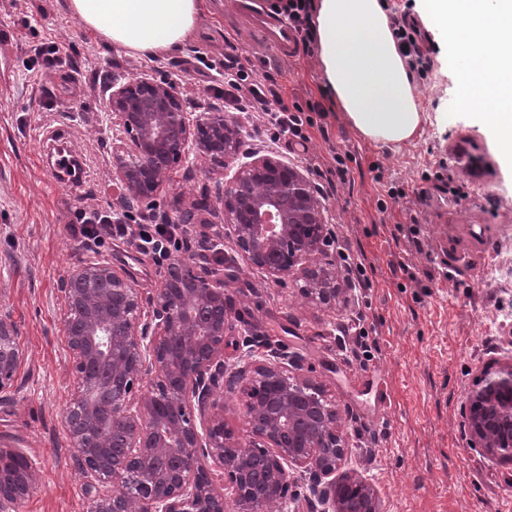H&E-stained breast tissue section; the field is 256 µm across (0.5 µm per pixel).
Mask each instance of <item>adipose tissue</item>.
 Returning <instances> with one entry per match:
<instances>
[{"label": "adipose tissue", "instance_id": "obj_1", "mask_svg": "<svg viewBox=\"0 0 512 512\" xmlns=\"http://www.w3.org/2000/svg\"><path fill=\"white\" fill-rule=\"evenodd\" d=\"M84 27L141 57L183 47L201 15V0H69ZM430 28L445 33L465 73L459 96L512 147V0H423ZM322 85L360 138L383 145L411 142L424 114L414 72L397 46L384 0H315Z\"/></svg>", "mask_w": 512, "mask_h": 512}]
</instances>
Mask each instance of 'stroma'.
I'll list each match as a JSON object with an SVG mask.
<instances>
[{
    "instance_id": "35a3bbf8",
    "label": "stroma",
    "mask_w": 512,
    "mask_h": 512,
    "mask_svg": "<svg viewBox=\"0 0 512 512\" xmlns=\"http://www.w3.org/2000/svg\"><path fill=\"white\" fill-rule=\"evenodd\" d=\"M225 0H203L187 45L152 62L107 44L83 27L68 0H0V304L10 311L26 352L19 390L0 400V444L19 449L37 469L33 493L17 512H90L87 479L79 470L61 414L75 379L67 362L59 288L87 252L68 222L76 206L111 205L114 83L166 78L201 55L223 68L237 52L258 74L282 81L289 96L318 102L323 89L316 54L297 50L284 60L242 48ZM431 69L417 79V102L429 120L398 148L358 138L332 111L324 134L306 145L269 144L248 124L252 148L297 165L321 186L334 226V256L365 253L371 288L355 304L323 308L299 292L294 278L274 283L231 245L222 255L235 277L227 290L231 317L314 371L336 402L352 446L351 468L372 479L382 512H512V466L470 447L460 426L466 395L481 370L512 355V156L494 131L459 99L458 67L447 42L422 29ZM53 41L58 59L46 66L36 46ZM68 147L86 177L58 182L44 152ZM476 152L479 170L462 169L461 153ZM348 155L346 175L332 173ZM331 186L322 187L321 171ZM430 180H423V173ZM223 178L205 159L177 165L155 195L159 217L191 213L198 224H220L215 199ZM392 187L406 196L379 211ZM414 223L400 232L396 223ZM130 270L138 288L154 292L162 269L128 239L99 252ZM363 331L369 357L355 355Z\"/></svg>"
}]
</instances>
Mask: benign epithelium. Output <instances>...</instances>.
<instances>
[{"instance_id":"obj_1","label":"benign epithelium","mask_w":512,"mask_h":512,"mask_svg":"<svg viewBox=\"0 0 512 512\" xmlns=\"http://www.w3.org/2000/svg\"><path fill=\"white\" fill-rule=\"evenodd\" d=\"M112 127L127 137L113 156L118 205L144 202L173 164L203 157L230 172L216 197L222 224H201L195 248L166 267L146 295L123 269L92 257L63 281L61 303L75 391L63 412L91 512H299L291 483L304 481L307 512H381L374 484L346 467L351 448L323 383L296 355L246 339L226 360L231 298L210 263L229 242L267 279L298 274L321 306L352 299L330 253V212L286 161L256 156L222 111L186 110L174 87L150 77L112 86ZM0 312V394L15 387L23 351ZM236 393L248 435L224 422ZM473 448L512 465V356L486 366L462 407ZM0 446V512L32 492V464Z\"/></svg>"}]
</instances>
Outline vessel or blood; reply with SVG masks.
<instances>
[{"label": "vessel or blood", "instance_id": "vessel-or-blood-1", "mask_svg": "<svg viewBox=\"0 0 512 512\" xmlns=\"http://www.w3.org/2000/svg\"><path fill=\"white\" fill-rule=\"evenodd\" d=\"M275 0H229L228 7L239 19L249 42L259 44L282 58H291L297 34L282 13L274 7Z\"/></svg>", "mask_w": 512, "mask_h": 512}]
</instances>
